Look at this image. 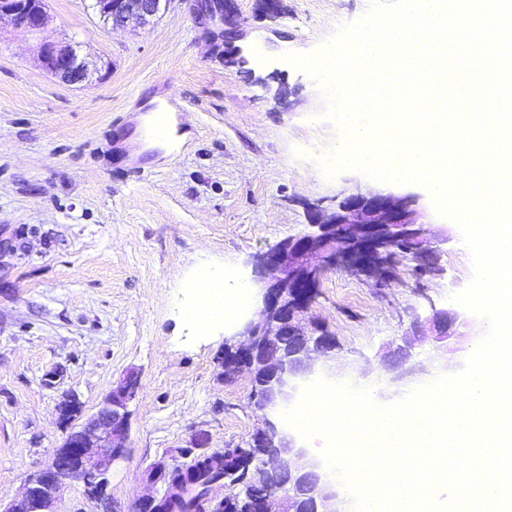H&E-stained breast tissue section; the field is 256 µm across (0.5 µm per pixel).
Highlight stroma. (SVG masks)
I'll use <instances>...</instances> for the list:
<instances>
[{"label":"stroma","instance_id":"1","mask_svg":"<svg viewBox=\"0 0 512 512\" xmlns=\"http://www.w3.org/2000/svg\"><path fill=\"white\" fill-rule=\"evenodd\" d=\"M373 0H234L226 20L201 23L199 0H172L149 26L111 29L91 0H46L37 31L0 25V502L21 499L73 429L58 406L76 396L91 415L128 372L124 460L107 493L131 512L157 462L185 467L243 448L273 411L250 406L249 375L224 379V327L201 332L178 310L189 269L231 263L253 279L252 254L303 233L306 207L354 193L412 197L438 237L440 276L417 280L403 259L386 286L325 273L306 318L336 338L329 381L370 388L389 407L434 374L378 377L413 315L457 308L473 268L459 226L424 185L393 184L321 165L338 140L327 92L285 54L317 50ZM72 45L91 64L85 82L60 81L43 43ZM165 96L193 127L179 150H142L140 105ZM485 319L464 312L440 349L418 338L413 358L439 356L457 375Z\"/></svg>","mask_w":512,"mask_h":512}]
</instances>
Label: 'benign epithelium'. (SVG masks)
Masks as SVG:
<instances>
[{"label":"benign epithelium","mask_w":512,"mask_h":512,"mask_svg":"<svg viewBox=\"0 0 512 512\" xmlns=\"http://www.w3.org/2000/svg\"><path fill=\"white\" fill-rule=\"evenodd\" d=\"M169 2L98 0V6L100 15L118 29L131 21L149 23ZM47 21L45 0H30L23 10L11 0H0L1 25L39 30ZM41 56L64 83L88 79L90 63L68 44L46 43ZM403 243L406 256L418 270L429 277L441 274L428 224L410 197L357 193L334 207H310L305 233L251 256L262 283L263 309L258 320L248 321L238 333L240 339L225 340L224 378L247 371L253 384L251 403L260 411L294 400L297 378L315 372L336 351L334 336L319 326L304 329L300 318L322 274L339 269L374 279L380 271L391 272ZM460 317L457 310L434 312L430 324L436 338L452 335ZM287 334L296 344L284 350L279 343ZM411 348L405 340L384 358L383 369L391 375L390 381L402 378L399 369L410 360ZM137 390L134 375L112 390L97 411L68 434L51 460L29 477L23 499L0 512H53L68 481L83 483L96 504L108 508V469L95 468L92 461L114 463L126 457L129 405ZM249 459L263 475H279V481L266 483L259 494L244 488L235 496L221 498L215 502L221 512H353L340 483L321 463L307 459L303 448L285 441L273 424L252 435Z\"/></svg>","instance_id":"1"}]
</instances>
